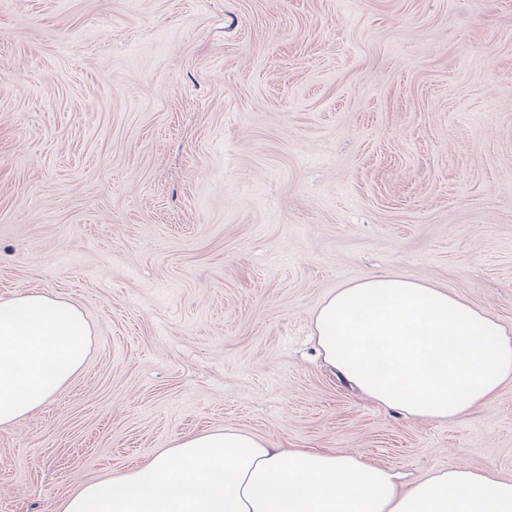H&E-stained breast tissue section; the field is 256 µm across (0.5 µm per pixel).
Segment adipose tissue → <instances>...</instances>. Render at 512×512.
Returning a JSON list of instances; mask_svg holds the SVG:
<instances>
[{"label":"adipose tissue","mask_w":512,"mask_h":512,"mask_svg":"<svg viewBox=\"0 0 512 512\" xmlns=\"http://www.w3.org/2000/svg\"><path fill=\"white\" fill-rule=\"evenodd\" d=\"M324 361L378 404L410 418L452 420L512 381V329L448 291L369 276L329 294L313 320ZM92 328L45 291L0 300V426L57 396L84 367ZM62 512H512V479L465 466L400 488L357 454L274 448L216 429L112 482H89Z\"/></svg>","instance_id":"obj_1"}]
</instances>
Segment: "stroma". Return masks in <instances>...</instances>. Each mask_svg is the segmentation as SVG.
Masks as SVG:
<instances>
[{
  "label": "stroma",
  "mask_w": 512,
  "mask_h": 512,
  "mask_svg": "<svg viewBox=\"0 0 512 512\" xmlns=\"http://www.w3.org/2000/svg\"><path fill=\"white\" fill-rule=\"evenodd\" d=\"M369 274L512 328V0H0V299L84 309L83 370L0 427V512L186 434L512 479V382L453 421L312 336Z\"/></svg>",
  "instance_id": "35a3bbf8"
}]
</instances>
